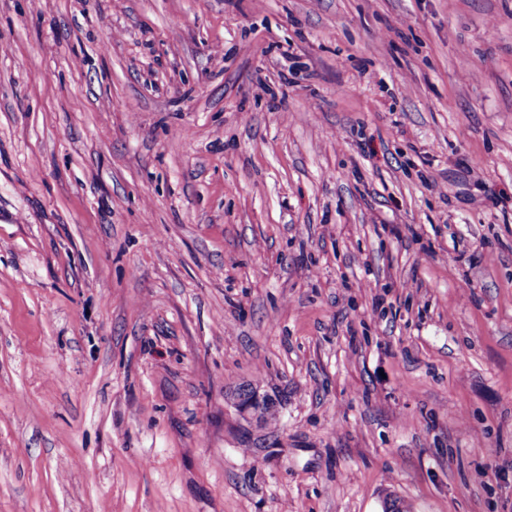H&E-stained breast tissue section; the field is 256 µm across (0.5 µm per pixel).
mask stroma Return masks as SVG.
<instances>
[{
	"mask_svg": "<svg viewBox=\"0 0 512 512\" xmlns=\"http://www.w3.org/2000/svg\"><path fill=\"white\" fill-rule=\"evenodd\" d=\"M394 498L512 512V0H0V512ZM236 407L244 417L254 419L260 425H264L267 414L276 410V402L270 395L254 387L247 389L237 397ZM268 419L274 421L276 419L275 412L271 413Z\"/></svg>",
	"mask_w": 512,
	"mask_h": 512,
	"instance_id": "35a3bbf8",
	"label": "stroma"
}]
</instances>
